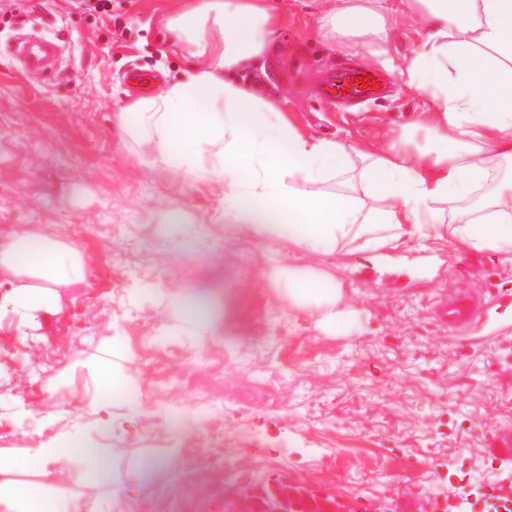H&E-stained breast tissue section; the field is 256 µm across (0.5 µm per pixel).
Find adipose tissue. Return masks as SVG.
<instances>
[{"label":"adipose tissue","instance_id":"1","mask_svg":"<svg viewBox=\"0 0 512 512\" xmlns=\"http://www.w3.org/2000/svg\"><path fill=\"white\" fill-rule=\"evenodd\" d=\"M422 21L412 55L384 58L423 97L422 110L374 151L313 137L278 106L226 80L263 55L277 20L268 0H203L169 19L175 40L207 58L160 94L129 104L131 137L154 142L165 160L207 172L224 183V221L289 247L332 248L343 240L361 249L409 248L423 224L446 229L462 249L491 250L512 263V0H337L321 31L332 40L371 36L390 40L403 14ZM426 145L411 151L416 138ZM355 173V195L318 189L320 181ZM494 194L481 196L487 184ZM479 195L462 217H445L449 197ZM64 248L38 235L0 245V267L16 277L0 282L19 326L51 310L65 278ZM298 302H315L321 324L333 330L344 313L343 282L307 266L277 271ZM74 456L99 468L108 459L81 442L57 443L35 454L0 458V506L5 512H61L62 484L49 461ZM16 469L35 483L11 480Z\"/></svg>","mask_w":512,"mask_h":512}]
</instances>
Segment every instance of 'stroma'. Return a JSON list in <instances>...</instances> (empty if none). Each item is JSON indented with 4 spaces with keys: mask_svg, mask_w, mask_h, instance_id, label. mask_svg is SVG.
I'll return each mask as SVG.
<instances>
[{
    "mask_svg": "<svg viewBox=\"0 0 512 512\" xmlns=\"http://www.w3.org/2000/svg\"><path fill=\"white\" fill-rule=\"evenodd\" d=\"M280 25L241 85L299 129L369 148L408 124L415 90L381 63L417 45L410 22L391 40L326 44L312 0H273ZM184 0H112L92 17L72 0H0V244L34 232L81 259L59 307L18 329L0 291V453L79 433L111 470L66 496L80 512H240L249 489L287 483L370 512H436L512 485V265L493 252L427 239L420 250L303 253L224 222V185L167 164L129 138L121 111L158 74L157 95L186 70L164 29ZM59 43L52 78L13 56L14 39ZM381 77L383 95L343 108L316 94L333 67ZM179 208L183 221L166 214ZM305 264L344 284V325L324 329L272 271ZM207 300L188 319L171 295ZM467 295L479 314L441 325L435 300ZM113 360L121 382L98 406L83 395ZM176 451L148 489L138 464Z\"/></svg>",
    "mask_w": 512,
    "mask_h": 512,
    "instance_id": "stroma-1",
    "label": "stroma"
}]
</instances>
